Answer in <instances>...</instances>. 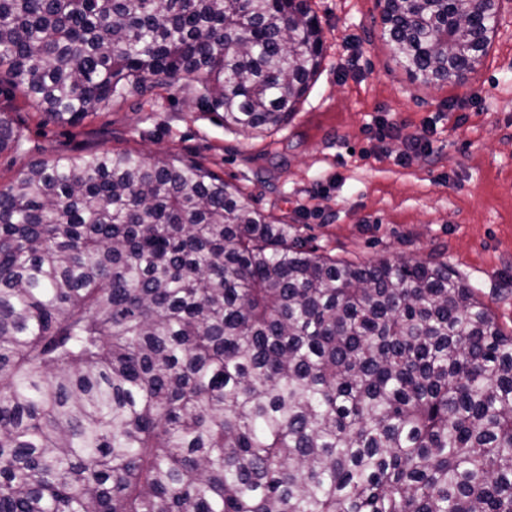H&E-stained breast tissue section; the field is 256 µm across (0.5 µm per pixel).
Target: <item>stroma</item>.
Listing matches in <instances>:
<instances>
[{"mask_svg": "<svg viewBox=\"0 0 512 512\" xmlns=\"http://www.w3.org/2000/svg\"><path fill=\"white\" fill-rule=\"evenodd\" d=\"M325 58L307 99L279 132L247 135L200 108L189 88L131 97L70 125L0 95L21 135L0 154V185L41 161L105 150L202 162L293 224L318 252L367 262L438 258L478 288L512 328V0H500L487 56L460 85L411 81L382 38L379 0H312ZM387 119L424 135L400 164Z\"/></svg>", "mask_w": 512, "mask_h": 512, "instance_id": "1", "label": "stroma"}]
</instances>
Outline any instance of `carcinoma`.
Here are the masks:
<instances>
[{"instance_id": "obj_1", "label": "carcinoma", "mask_w": 512, "mask_h": 512, "mask_svg": "<svg viewBox=\"0 0 512 512\" xmlns=\"http://www.w3.org/2000/svg\"><path fill=\"white\" fill-rule=\"evenodd\" d=\"M497 16L384 0L383 36L460 84ZM323 56L310 0H0L10 94L71 125L185 80L276 130ZM0 512H512V330L448 263L322 254L199 162L35 164L0 187Z\"/></svg>"}]
</instances>
